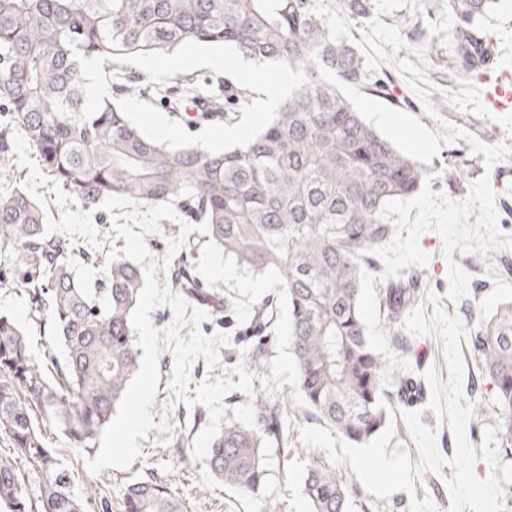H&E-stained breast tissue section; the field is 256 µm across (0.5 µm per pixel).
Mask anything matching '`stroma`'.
Instances as JSON below:
<instances>
[{
    "label": "stroma",
    "instance_id": "1",
    "mask_svg": "<svg viewBox=\"0 0 512 512\" xmlns=\"http://www.w3.org/2000/svg\"><path fill=\"white\" fill-rule=\"evenodd\" d=\"M422 10L404 7L382 15L385 24L399 27L404 48L397 51V58H411L415 49H422L427 66V79L434 90L430 100L442 117L467 129L488 145L504 143L512 146V131L493 118L481 117L457 110L445 103L442 90L459 91V75L453 70L451 42L455 20L448 12L447 0H423ZM478 31L494 43L497 71L512 72V0H493L490 7L476 22ZM386 88L372 92L371 97L383 104L419 118L432 131H439L437 121L427 116L420 100L412 93L407 81L390 63L377 71ZM461 173L459 182H449L444 173L448 168ZM434 178L433 191L442 192L454 200L465 199L471 184L480 176H488L495 192L498 227L501 232L512 234V156L485 168L483 155L473 154L470 144L463 139L440 147L428 166ZM23 185L42 205L47 228L51 234L74 240L91 251L108 253L111 247H124V239L115 232V217L107 215L105 223H97L94 215L85 212L71 198L51 184L39 165L33 149L25 142H18L8 160L0 161V193L15 185ZM189 246L183 247L177 259L169 260L170 270H177L181 263L192 265L203 288L218 297L232 296L236 301L234 312L225 314L221 326L204 321L201 330L212 335L222 330L230 336V342L220 350V363L207 369L204 359H197L191 369L193 382L203 379L227 378L233 367L240 362L243 349L253 348L263 333V327L255 316L257 300L276 294L278 275L269 271L259 276L238 271L236 277L226 278L221 272L225 264L224 254L209 242L207 235L192 232ZM421 249L430 260L425 267L403 269V276L412 278L421 294H441L444 311L460 320H467L469 310L492 316L506 299L512 298V249L504 250L509 260L505 269L496 271L479 265L474 255L454 253L452 258L442 254V239L433 231L425 232L419 239ZM459 263L471 276L469 295L460 302L446 299L449 262ZM279 342L275 348L262 354V369L253 380L257 392L291 393L295 390V368L288 351V311L280 309L277 319ZM393 353L406 358L415 378H422L429 368H437L440 378H447L446 354L440 341L429 337H415L399 331L390 339ZM173 356L162 351L159 356L160 379L157 395L151 405V415L156 424L146 440L141 441V458L130 466L107 468L99 473L89 472L81 453L71 448L68 441L53 429L43 430L46 443L73 464L77 482L93 481L102 486L109 499H116L119 488L126 482L152 472L165 479L182 498L187 512H226L227 505H237L239 512H255L253 500L244 499L238 492L225 488L214 478L205 462L192 458L195 436L205 426L195 410L185 404L169 407L173 394L167 384L172 377ZM288 443L273 451L270 475L260 492L261 498L276 502L278 512H307L301 493L302 479L307 465V448L302 443L299 430L312 425L300 400H293L287 412ZM454 470L443 467L441 473H425L414 484V494L399 491L387 499H380L367 492H360L352 502L350 512H409L411 499L431 497L439 512H449L450 498L447 481Z\"/></svg>",
    "mask_w": 512,
    "mask_h": 512
}]
</instances>
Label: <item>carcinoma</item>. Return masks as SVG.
Here are the masks:
<instances>
[{
    "label": "carcinoma",
    "instance_id": "1",
    "mask_svg": "<svg viewBox=\"0 0 512 512\" xmlns=\"http://www.w3.org/2000/svg\"><path fill=\"white\" fill-rule=\"evenodd\" d=\"M492 0H448L455 18L456 68L466 76L494 65L490 41L475 22ZM337 9L365 22L369 0H0V158L23 141L52 183L85 211L114 194L143 205L171 201L190 224L208 226V240L249 273L274 270L288 305V343L296 393L308 416L355 445L383 431L390 412L382 398L406 405L408 372L392 373L384 388L385 357L367 345L358 314L360 270L374 269L367 249L386 243L393 225L380 217L388 199H405L427 170L401 154L307 60L339 81L384 89L358 51L336 36L326 17ZM186 41L231 45L258 62L304 66L310 84L294 92L276 119L247 147L210 154L200 146L171 150L145 139L118 101L145 97L140 74L111 86L103 107L85 122L55 112L62 101L75 115L85 103L81 70L70 43L86 57L174 52ZM202 109L188 114L182 99L157 89L169 112L188 129L238 112L249 90L224 84ZM0 285L17 286L34 321L48 328L36 354L27 334L0 314V508L4 512H112L94 484L78 489L74 470L46 446L40 426L56 429L71 447L95 451L140 365L130 315L142 279L130 261L103 267L100 288L75 278L98 254L48 233L39 202L18 187L0 195ZM178 293L206 301L194 270L176 276ZM416 288L380 289L381 329L395 334L419 302ZM475 370L492 384L499 447L512 456V301L490 318L469 312ZM255 423L233 420L210 445L206 465L245 498L258 494L269 452L288 439V395L249 397ZM302 492L310 512H349L359 494L336 466L311 450ZM121 512H186L154 473L123 485Z\"/></svg>",
    "mask_w": 512,
    "mask_h": 512
}]
</instances>
